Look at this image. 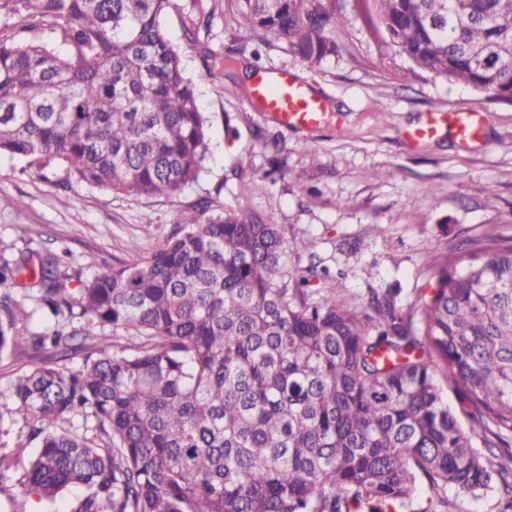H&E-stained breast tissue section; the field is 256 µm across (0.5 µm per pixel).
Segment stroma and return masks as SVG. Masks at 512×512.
<instances>
[{
	"mask_svg": "<svg viewBox=\"0 0 512 512\" xmlns=\"http://www.w3.org/2000/svg\"><path fill=\"white\" fill-rule=\"evenodd\" d=\"M183 11L163 24L209 119V155L197 182L167 198L117 196L0 156V255L51 250L63 271L92 278L102 268L149 257L196 201L269 216L288 242V262L317 260L343 275L354 301L369 290L413 303L429 284L427 266L446 246L496 224L512 231V107L490 104L462 85L426 73L379 46L360 22L338 29L340 52L310 69L283 44H260L246 22L216 13L201 48L183 39ZM285 69L326 100L323 125L286 129L245 96L219 97L228 71ZM482 112L476 140L461 142L450 112ZM435 135L413 136L429 120ZM494 196H487V187ZM382 233H372L373 225Z\"/></svg>",
	"mask_w": 512,
	"mask_h": 512,
	"instance_id": "stroma-1",
	"label": "stroma"
}]
</instances>
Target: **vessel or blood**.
<instances>
[{
	"mask_svg": "<svg viewBox=\"0 0 512 512\" xmlns=\"http://www.w3.org/2000/svg\"><path fill=\"white\" fill-rule=\"evenodd\" d=\"M249 98L269 112L284 128H312L325 116V103L293 73L278 70L259 77L252 85ZM448 121L462 140L477 136L482 124L479 112L462 108L449 113Z\"/></svg>",
	"mask_w": 512,
	"mask_h": 512,
	"instance_id": "1",
	"label": "vessel or blood"
}]
</instances>
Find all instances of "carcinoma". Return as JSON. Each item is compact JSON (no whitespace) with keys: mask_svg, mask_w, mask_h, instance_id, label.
I'll use <instances>...</instances> for the list:
<instances>
[{"mask_svg":"<svg viewBox=\"0 0 512 512\" xmlns=\"http://www.w3.org/2000/svg\"><path fill=\"white\" fill-rule=\"evenodd\" d=\"M217 2L190 0L191 45ZM231 2L310 68L359 12L412 68L512 107V0ZM176 9L0 0V154L117 195L197 181L207 118L162 24ZM431 269L417 308L389 290L354 305L327 269L288 265L269 217L209 199L77 289L50 250L0 256V360L45 354L0 397L25 434L11 448L0 430V471L50 507L82 486L70 512H461L489 491L512 512V234L488 225ZM18 285L53 328H19ZM448 388L500 454L474 446Z\"/></svg>","mask_w":512,"mask_h":512,"instance_id":"carcinoma-1","label":"carcinoma"}]
</instances>
